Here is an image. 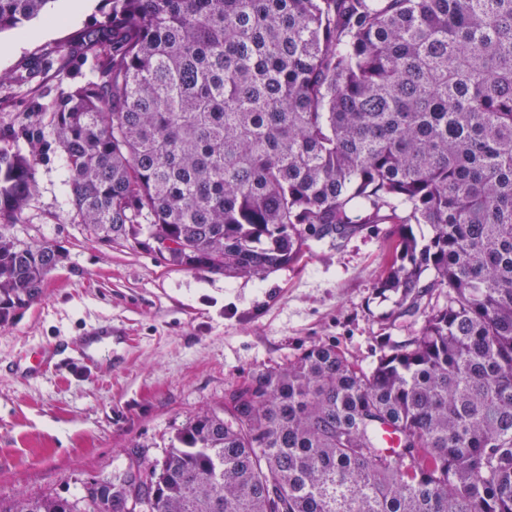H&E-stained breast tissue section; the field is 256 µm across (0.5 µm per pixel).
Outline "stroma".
Instances as JSON below:
<instances>
[{"mask_svg":"<svg viewBox=\"0 0 512 512\" xmlns=\"http://www.w3.org/2000/svg\"><path fill=\"white\" fill-rule=\"evenodd\" d=\"M106 11L104 0H91L80 16L0 33V139L28 153L37 123L46 142L36 190L4 232L64 256L42 297L0 327V512L21 495L80 499L92 484L119 479L135 457L163 461L198 412L223 407L225 389L312 345H336L367 369L422 324L399 316L398 294L377 284L386 224L333 247L311 243L298 263L260 279L171 267L72 223L46 109L94 80L93 60L73 58L68 43L76 30L101 27ZM104 324L112 346L91 372L63 366L22 376L36 350Z\"/></svg>","mask_w":512,"mask_h":512,"instance_id":"35a3bbf8","label":"stroma"}]
</instances>
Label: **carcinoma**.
<instances>
[{"label": "carcinoma", "instance_id": "1", "mask_svg": "<svg viewBox=\"0 0 512 512\" xmlns=\"http://www.w3.org/2000/svg\"><path fill=\"white\" fill-rule=\"evenodd\" d=\"M52 2L0 0V32ZM108 2L71 39L96 80L49 107L72 221L257 278L390 224L379 287L424 318L369 370L315 344L237 383L144 465L146 512H512V0ZM35 188L3 141L1 225ZM60 260L0 232V326ZM134 487L112 484L109 512Z\"/></svg>", "mask_w": 512, "mask_h": 512}]
</instances>
